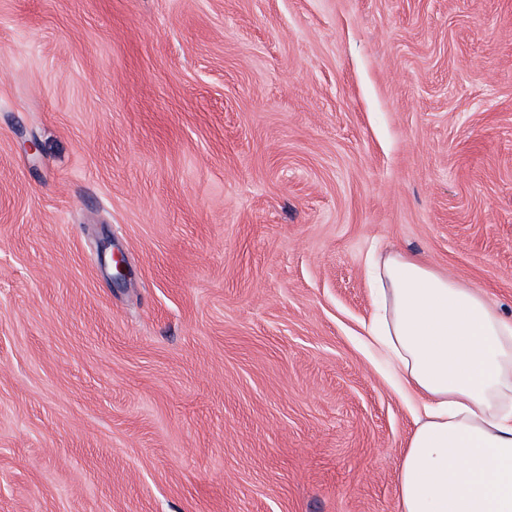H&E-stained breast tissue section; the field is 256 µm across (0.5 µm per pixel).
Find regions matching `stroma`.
<instances>
[{
  "instance_id": "1",
  "label": "stroma",
  "mask_w": 512,
  "mask_h": 512,
  "mask_svg": "<svg viewBox=\"0 0 512 512\" xmlns=\"http://www.w3.org/2000/svg\"><path fill=\"white\" fill-rule=\"evenodd\" d=\"M377 248L512 316V0H0V512H398Z\"/></svg>"
}]
</instances>
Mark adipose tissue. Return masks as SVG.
Returning a JSON list of instances; mask_svg holds the SVG:
<instances>
[{"label":"adipose tissue","mask_w":512,"mask_h":512,"mask_svg":"<svg viewBox=\"0 0 512 512\" xmlns=\"http://www.w3.org/2000/svg\"><path fill=\"white\" fill-rule=\"evenodd\" d=\"M372 278L367 343L414 421L398 512H512V318L409 254Z\"/></svg>","instance_id":"ef3b65f1"}]
</instances>
